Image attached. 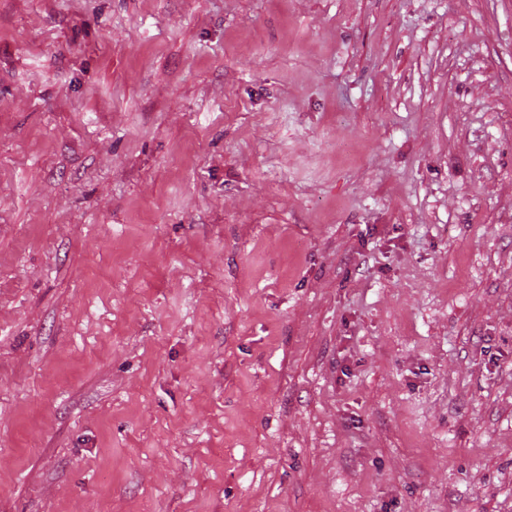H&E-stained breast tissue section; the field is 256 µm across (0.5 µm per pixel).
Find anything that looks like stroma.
I'll use <instances>...</instances> for the list:
<instances>
[{"mask_svg":"<svg viewBox=\"0 0 512 512\" xmlns=\"http://www.w3.org/2000/svg\"><path fill=\"white\" fill-rule=\"evenodd\" d=\"M0 512H512V0H0Z\"/></svg>","mask_w":512,"mask_h":512,"instance_id":"obj_1","label":"stroma"}]
</instances>
